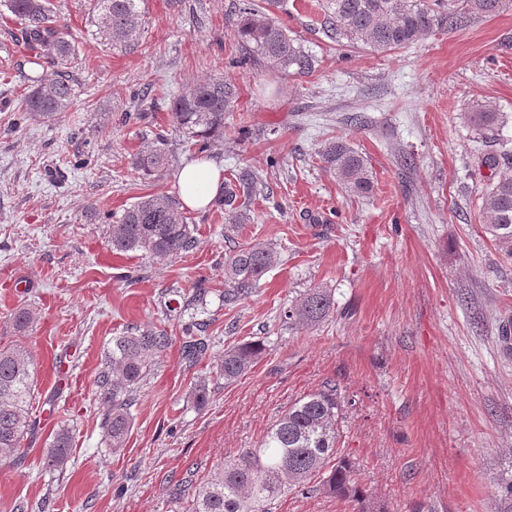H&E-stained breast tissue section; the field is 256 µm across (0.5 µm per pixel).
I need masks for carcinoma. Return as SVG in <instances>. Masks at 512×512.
<instances>
[{"label":"carcinoma","mask_w":512,"mask_h":512,"mask_svg":"<svg viewBox=\"0 0 512 512\" xmlns=\"http://www.w3.org/2000/svg\"><path fill=\"white\" fill-rule=\"evenodd\" d=\"M0 6L21 25L31 50L50 59L52 72L34 82L24 97V114L54 119L69 110L77 96L70 71L76 58L75 43L63 32L52 0H0ZM279 0H265V11L253 0H241L233 18L240 54L231 67L249 65L280 76L304 75L316 67V59L288 27L275 19ZM324 26L336 38L353 47L387 51L417 42L436 30H451L471 16H492L512 8V0H322ZM145 0H90V23L101 44L109 49L135 50L139 46ZM238 97L234 85L222 78L197 83L178 97L170 112L173 129L183 133L198 152H209L224 138V114ZM478 130L490 131L499 123L496 112L482 107L470 113ZM167 138L159 136L147 151L133 158L134 168L147 177L169 171ZM321 157L345 188L360 196L374 188L368 161L343 139L326 144ZM261 177L241 169L224 182V215L230 224L246 216L239 199L249 197ZM482 211L491 222L484 225L504 255L512 258V177L500 179L482 195ZM112 248L140 252L160 263L192 249L193 228L179 198L152 194L124 210L109 227ZM277 263V254L261 243L239 246L224 263V303H236L252 293L262 277ZM204 305V293L196 289L180 294L178 305H165V316L179 317ZM334 301L327 290L311 288L284 312V318L300 329L313 328L329 317ZM203 325L185 328L183 349L192 359L209 348V338L199 335ZM173 343L163 327L144 326L112 338L96 378L98 396L106 405L101 422L112 452L121 451L132 428L131 408L140 396L142 382L153 361ZM269 342L248 340L224 349L215 374L231 383L247 374L268 352ZM35 393L32 361L21 347L0 348V462L14 460L31 422ZM345 398L332 382L294 400L269 427L256 448H245L195 487L188 512H269V506L287 491L303 495L324 493L358 504L364 492L351 479L352 464L337 444ZM72 441L62 422L52 434L46 458L49 466L66 467Z\"/></svg>","instance_id":"obj_1"}]
</instances>
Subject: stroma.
Returning a JSON list of instances; mask_svg holds the SVG:
<instances>
[{"instance_id": "obj_1", "label": "stroma", "mask_w": 512, "mask_h": 512, "mask_svg": "<svg viewBox=\"0 0 512 512\" xmlns=\"http://www.w3.org/2000/svg\"><path fill=\"white\" fill-rule=\"evenodd\" d=\"M238 2L146 0L140 45L126 53L100 43L87 0H53L75 41L78 85L54 120L23 116L30 79L49 67L30 63L19 24L0 20V345L27 349L37 379L34 424L0 464V512H186L203 476L257 447L288 405L327 381L345 398L339 445L367 512H495L512 476V259L484 231L481 196L512 176V9L381 52L339 45L321 0H282L279 21L317 64L281 77L228 67L240 51ZM216 76L238 100L209 159L263 177L245 223L225 224L213 204L188 211L189 252L163 263L112 253L110 224L140 197L177 194L195 160L170 126L171 100ZM477 103L504 123L478 131L466 117ZM355 112L364 126L347 124ZM160 133L172 166L143 177L131 159ZM338 137L367 158L370 195H351L324 167L323 146ZM488 152L499 156L492 170L478 165ZM247 243L274 247L278 262L224 305V260ZM194 284L208 291L199 319L211 347L191 360L160 303ZM311 288L331 291L334 312L295 329L283 312ZM20 307L35 316L23 333ZM153 324L174 342L116 454L97 373L113 337ZM257 337L271 349L251 371L215 378L227 346ZM66 414L73 447L57 472L43 450ZM362 506L291 491L271 512Z\"/></svg>"}]
</instances>
